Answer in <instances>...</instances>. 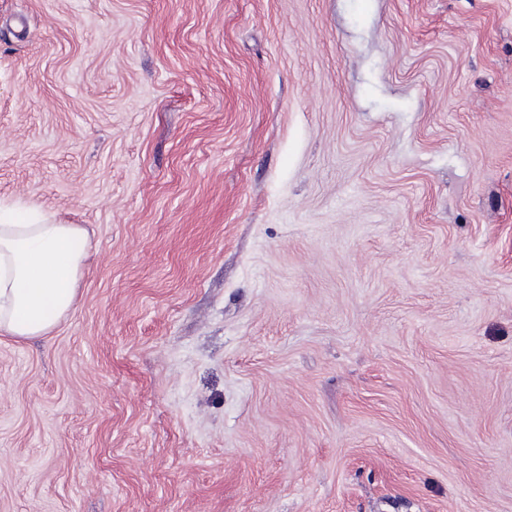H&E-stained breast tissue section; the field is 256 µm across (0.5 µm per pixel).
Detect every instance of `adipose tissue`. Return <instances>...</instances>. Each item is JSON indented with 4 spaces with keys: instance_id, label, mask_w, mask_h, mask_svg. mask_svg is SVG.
<instances>
[{
    "instance_id": "obj_1",
    "label": "adipose tissue",
    "mask_w": 512,
    "mask_h": 512,
    "mask_svg": "<svg viewBox=\"0 0 512 512\" xmlns=\"http://www.w3.org/2000/svg\"><path fill=\"white\" fill-rule=\"evenodd\" d=\"M86 230L38 207H0V333L47 335L73 307L84 273Z\"/></svg>"
}]
</instances>
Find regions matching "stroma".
I'll list each match as a JSON object with an SVG mask.
<instances>
[{
  "instance_id": "35a3bbf8",
  "label": "stroma",
  "mask_w": 512,
  "mask_h": 512,
  "mask_svg": "<svg viewBox=\"0 0 512 512\" xmlns=\"http://www.w3.org/2000/svg\"><path fill=\"white\" fill-rule=\"evenodd\" d=\"M19 198L0 512H512V0H0ZM18 210L0 206V333L31 339L51 332L73 307L87 232L55 223L34 205Z\"/></svg>"
}]
</instances>
